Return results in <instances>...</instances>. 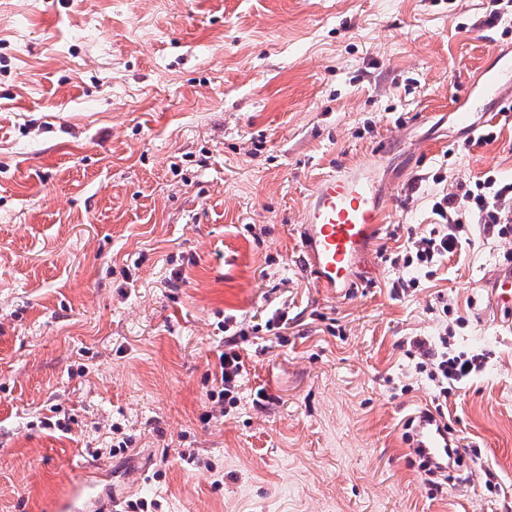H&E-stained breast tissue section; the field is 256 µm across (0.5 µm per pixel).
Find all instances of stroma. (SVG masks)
I'll return each mask as SVG.
<instances>
[{
    "instance_id": "35a3bbf8",
    "label": "stroma",
    "mask_w": 512,
    "mask_h": 512,
    "mask_svg": "<svg viewBox=\"0 0 512 512\" xmlns=\"http://www.w3.org/2000/svg\"><path fill=\"white\" fill-rule=\"evenodd\" d=\"M487 3L0 0V512L74 485L158 512H512V334L480 286L512 237L475 230L399 296L413 272L383 260L435 196L512 180V116L470 147L454 118L512 56ZM359 165L383 226L332 297L298 226ZM228 317L248 375L205 423ZM447 328L486 360L448 399L463 462L436 490L406 438L434 396L408 349Z\"/></svg>"
}]
</instances>
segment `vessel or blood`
Here are the masks:
<instances>
[{"mask_svg": "<svg viewBox=\"0 0 512 512\" xmlns=\"http://www.w3.org/2000/svg\"><path fill=\"white\" fill-rule=\"evenodd\" d=\"M512 97V78L504 74L488 75L481 96L468 99L457 109L455 118L464 129L474 127L476 115L495 121L499 114L489 102ZM381 222L378 191L373 180L355 169L321 178L306 205L300 226L303 264L315 287L330 295L352 287V260ZM488 304L495 323L512 328V265L498 266L485 283ZM410 444L433 463L447 459L451 437L445 422L428 411L411 416Z\"/></svg>", "mask_w": 512, "mask_h": 512, "instance_id": "obj_1", "label": "vessel or blood"}]
</instances>
